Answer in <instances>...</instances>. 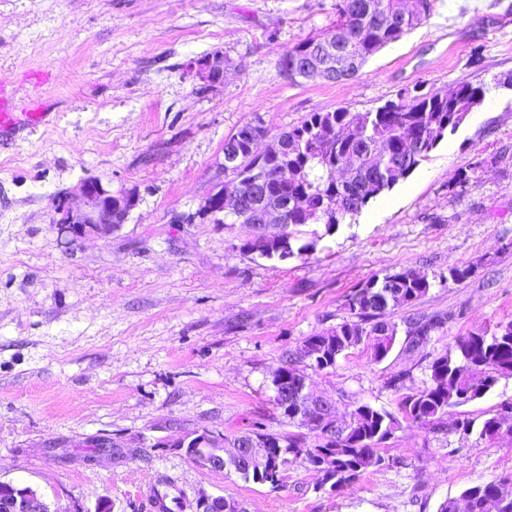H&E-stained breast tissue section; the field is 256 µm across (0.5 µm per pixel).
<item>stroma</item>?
<instances>
[{
    "label": "stroma",
    "mask_w": 512,
    "mask_h": 512,
    "mask_svg": "<svg viewBox=\"0 0 512 512\" xmlns=\"http://www.w3.org/2000/svg\"><path fill=\"white\" fill-rule=\"evenodd\" d=\"M336 0H0V76L25 82L50 114L0 141V481L28 485L53 512H152L149 487L232 497L246 512H437L463 489L512 474L495 446L402 422L391 467L336 494L291 462L274 489L187 458L196 430L231 438L261 423L285 431L269 388L284 352L346 319L347 294L413 270L428 292L390 312L448 316L426 347L398 334L375 362L360 346L311 373L339 410L390 412L454 338L512 320V0H435L432 16L342 82L291 81L289 45L336 22ZM220 56L221 79L199 66ZM484 84L485 99L406 179L356 220L281 262L243 250L251 229L199 215L223 181L224 140L261 120L269 137L308 113L373 110L398 92ZM483 166L462 191L448 181ZM87 177L135 189L127 221L77 241L58 196ZM468 265L466 279L447 280Z\"/></svg>",
    "instance_id": "stroma-1"
}]
</instances>
